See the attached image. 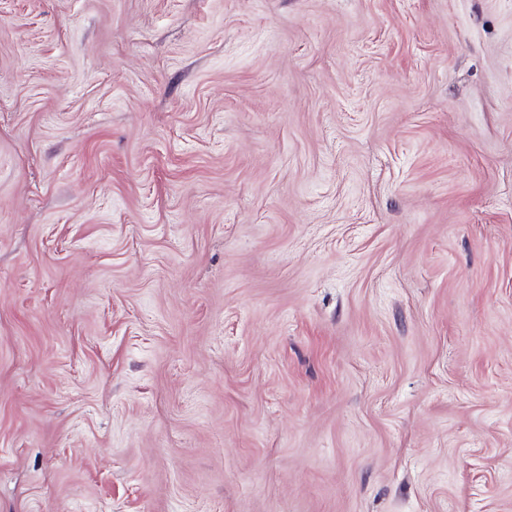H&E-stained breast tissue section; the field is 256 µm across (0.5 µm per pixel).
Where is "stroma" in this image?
Returning <instances> with one entry per match:
<instances>
[{"mask_svg": "<svg viewBox=\"0 0 512 512\" xmlns=\"http://www.w3.org/2000/svg\"><path fill=\"white\" fill-rule=\"evenodd\" d=\"M0 512H512V0H0Z\"/></svg>", "mask_w": 512, "mask_h": 512, "instance_id": "obj_1", "label": "stroma"}]
</instances>
